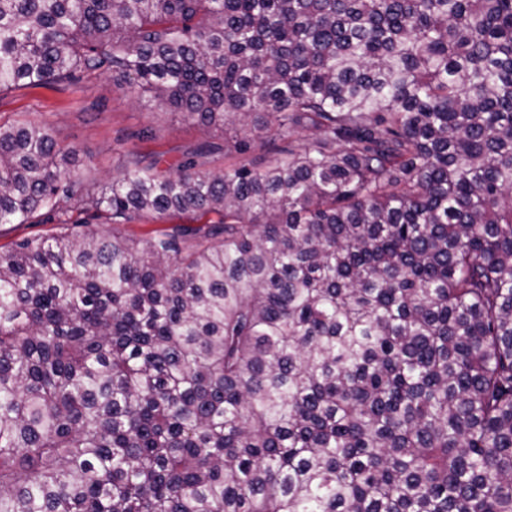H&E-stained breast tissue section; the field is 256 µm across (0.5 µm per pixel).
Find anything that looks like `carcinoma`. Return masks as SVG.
<instances>
[{"label":"carcinoma","instance_id":"carcinoma-1","mask_svg":"<svg viewBox=\"0 0 512 512\" xmlns=\"http://www.w3.org/2000/svg\"><path fill=\"white\" fill-rule=\"evenodd\" d=\"M107 74L267 155L0 124V512H512V0H0V92ZM57 224H2L0 246H8L23 238L46 237L57 231Z\"/></svg>","mask_w":512,"mask_h":512}]
</instances>
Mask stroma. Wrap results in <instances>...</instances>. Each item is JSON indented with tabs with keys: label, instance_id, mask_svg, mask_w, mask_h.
<instances>
[{
	"label": "stroma",
	"instance_id": "35a3bbf8",
	"mask_svg": "<svg viewBox=\"0 0 512 512\" xmlns=\"http://www.w3.org/2000/svg\"><path fill=\"white\" fill-rule=\"evenodd\" d=\"M31 122L52 126L58 147L69 163L91 183L115 174L127 151L156 153L160 171L175 172L187 152L207 141L215 146L212 171L228 164H246L262 157L260 148L241 154L234 149V130H204L167 104L138 96L129 84L102 76L68 86L21 88L0 94V122ZM154 137L135 139L142 128Z\"/></svg>",
	"mask_w": 512,
	"mask_h": 512
}]
</instances>
